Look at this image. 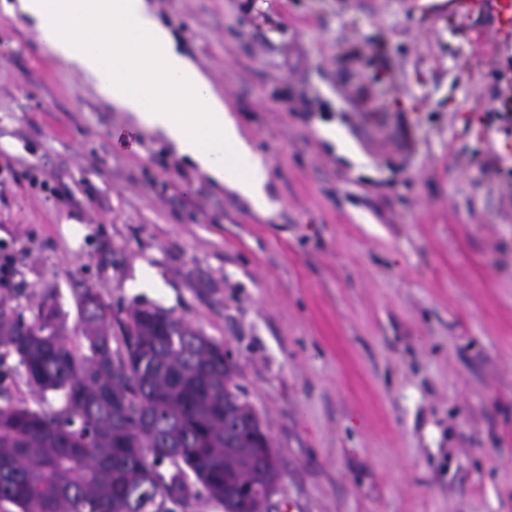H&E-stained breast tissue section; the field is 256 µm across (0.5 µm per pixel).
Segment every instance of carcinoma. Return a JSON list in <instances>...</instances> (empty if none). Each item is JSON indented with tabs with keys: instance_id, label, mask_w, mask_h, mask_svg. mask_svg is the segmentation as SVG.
Listing matches in <instances>:
<instances>
[{
	"instance_id": "carcinoma-1",
	"label": "carcinoma",
	"mask_w": 512,
	"mask_h": 512,
	"mask_svg": "<svg viewBox=\"0 0 512 512\" xmlns=\"http://www.w3.org/2000/svg\"><path fill=\"white\" fill-rule=\"evenodd\" d=\"M95 295L75 294V329L106 328L80 346L48 298L30 320L0 301V512H191L202 491L223 512H266L277 457L257 452L267 433L224 344L156 307L114 320ZM240 471L251 496L233 494Z\"/></svg>"
}]
</instances>
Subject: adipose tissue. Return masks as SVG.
I'll return each instance as SVG.
<instances>
[{
  "label": "adipose tissue",
  "mask_w": 512,
  "mask_h": 512,
  "mask_svg": "<svg viewBox=\"0 0 512 512\" xmlns=\"http://www.w3.org/2000/svg\"><path fill=\"white\" fill-rule=\"evenodd\" d=\"M41 43L139 128L216 185L269 213L271 168L148 0H15Z\"/></svg>",
  "instance_id": "1"
}]
</instances>
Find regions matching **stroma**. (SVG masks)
I'll return each instance as SVG.
<instances>
[{
  "mask_svg": "<svg viewBox=\"0 0 512 512\" xmlns=\"http://www.w3.org/2000/svg\"><path fill=\"white\" fill-rule=\"evenodd\" d=\"M271 165L263 214L0 8V300L233 350L272 512H512V46L448 0H149ZM350 145L336 151L322 131ZM162 278L129 288L140 264Z\"/></svg>",
  "mask_w": 512,
  "mask_h": 512,
  "instance_id": "35a3bbf8",
  "label": "stroma"
}]
</instances>
